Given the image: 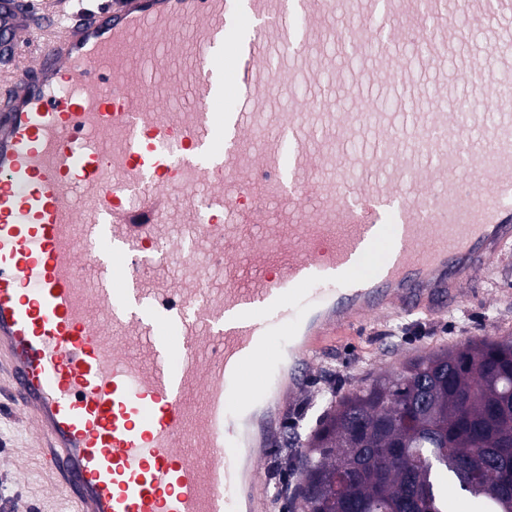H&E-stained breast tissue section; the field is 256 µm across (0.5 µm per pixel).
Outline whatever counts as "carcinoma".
Here are the masks:
<instances>
[{"instance_id":"1","label":"carcinoma","mask_w":512,"mask_h":512,"mask_svg":"<svg viewBox=\"0 0 512 512\" xmlns=\"http://www.w3.org/2000/svg\"><path fill=\"white\" fill-rule=\"evenodd\" d=\"M512 512V338L417 356L343 396L305 456L301 512Z\"/></svg>"}]
</instances>
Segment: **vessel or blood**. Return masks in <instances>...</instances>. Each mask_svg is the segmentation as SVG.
Listing matches in <instances>:
<instances>
[{"label": "vessel or blood", "mask_w": 512, "mask_h": 512, "mask_svg": "<svg viewBox=\"0 0 512 512\" xmlns=\"http://www.w3.org/2000/svg\"><path fill=\"white\" fill-rule=\"evenodd\" d=\"M325 38L376 52L344 73ZM21 52L0 408L70 512H243L283 359L301 390L336 329L447 309L512 244V97L465 135L512 83V0H0Z\"/></svg>", "instance_id": "vessel-or-blood-1"}]
</instances>
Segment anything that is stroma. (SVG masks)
<instances>
[{
    "label": "stroma",
    "mask_w": 512,
    "mask_h": 512,
    "mask_svg": "<svg viewBox=\"0 0 512 512\" xmlns=\"http://www.w3.org/2000/svg\"><path fill=\"white\" fill-rule=\"evenodd\" d=\"M504 336H512V245L447 311L380 314L329 337L312 356L306 387L289 397L274 454L260 470L261 512H300L293 497L299 477L283 474L280 465L286 457L301 463L339 395L417 355ZM30 446L19 423L0 417V512H15L21 502L32 512H66V503L48 494Z\"/></svg>",
    "instance_id": "stroma-1"
}]
</instances>
